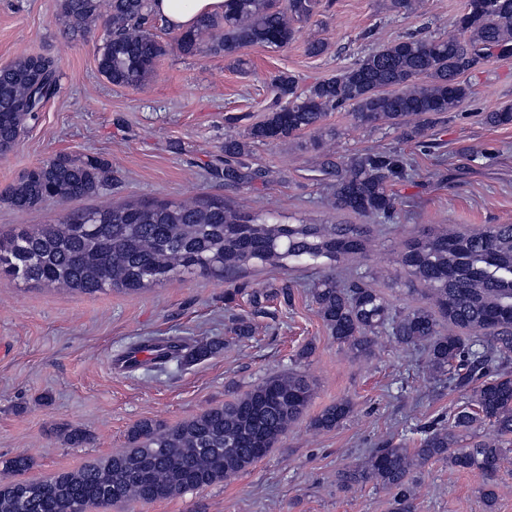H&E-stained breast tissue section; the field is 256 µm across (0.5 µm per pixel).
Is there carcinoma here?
I'll list each match as a JSON object with an SVG mask.
<instances>
[{"label": "carcinoma", "instance_id": "cac0c4a2", "mask_svg": "<svg viewBox=\"0 0 512 512\" xmlns=\"http://www.w3.org/2000/svg\"><path fill=\"white\" fill-rule=\"evenodd\" d=\"M150 0H63L66 28L87 32L104 20L107 38L97 51L100 73L116 86H139L154 72L166 45L152 33ZM320 0H226L224 14L202 20L174 41L186 55H224L255 44L283 48L296 25L318 13ZM457 35H409L361 56L336 76L299 89L296 77L272 78L276 104L240 137L224 140V182L255 178L248 163L257 142L290 143L319 129L328 113L347 109L361 125L386 124L417 140L443 115L473 95L462 76L490 58L512 57V0H467ZM213 33L208 43L203 36ZM58 71L43 55H28L0 68V154L10 152L24 129L39 119L58 92ZM492 126L512 124V107L485 115ZM400 154L378 150L352 155L336 171L331 206L363 217L391 218L389 184L402 177ZM112 174L96 157L59 155L9 186L0 200L25 212L45 201L95 196ZM365 224H271L232 209L224 199L118 203L71 211L55 222L0 237V272L26 282L85 294L107 289L138 291L197 270L219 279L250 263H336L365 250ZM401 264L425 286L426 303L394 310L363 278L341 284L326 275L312 297L336 342L358 356L371 352L380 333L407 348L422 346L428 368L469 392L448 425L429 426L418 447L388 442L363 464L339 472L343 488L371 482L391 494L392 512H417L416 473L430 461L475 470L493 512V487L512 448V224H490L472 233H426L404 246ZM208 345L146 340L135 354L151 362L187 364L212 353ZM313 389L307 376L289 372L266 378L240 398L173 426L150 419L129 433L130 447L48 479H19L33 466L26 455L3 464L0 512H72L75 506L154 502L223 482L267 454L304 413ZM352 412L338 401L313 420L332 429ZM488 423L495 439L481 437Z\"/></svg>", "mask_w": 512, "mask_h": 512}]
</instances>
